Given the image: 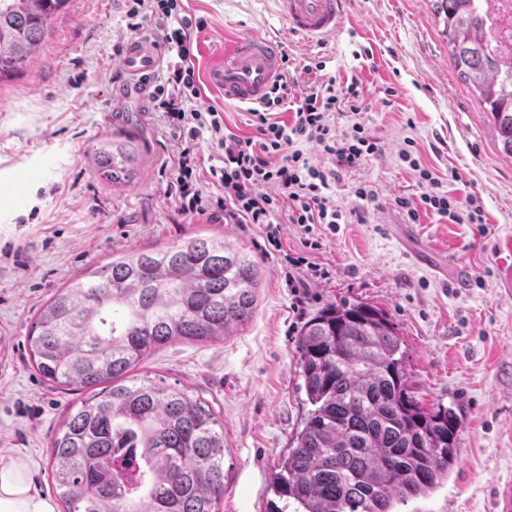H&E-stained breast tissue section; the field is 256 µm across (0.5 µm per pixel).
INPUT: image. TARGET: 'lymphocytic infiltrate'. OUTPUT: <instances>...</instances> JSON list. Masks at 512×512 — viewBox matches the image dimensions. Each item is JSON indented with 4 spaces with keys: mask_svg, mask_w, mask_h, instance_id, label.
I'll return each instance as SVG.
<instances>
[{
    "mask_svg": "<svg viewBox=\"0 0 512 512\" xmlns=\"http://www.w3.org/2000/svg\"><path fill=\"white\" fill-rule=\"evenodd\" d=\"M129 19L143 15L154 19V34L169 55L168 77L156 85L154 108L160 112L170 132L181 143L174 169L179 209L189 215H210L231 224H255L267 244L281 247V225L274 219L279 209H287L289 223L303 234L302 253H282L284 282L293 296L294 307H301L308 292L305 278L325 280L328 268L311 259L322 246L321 235L347 223L348 215L337 207L329 194L336 180V167L356 166L378 146L356 117L363 100L357 83L337 86L335 78L318 79L314 86L301 88L298 81L282 78L266 95L260 107L250 109L256 138L247 140L225 133L224 115L217 108L198 109L199 76L195 68V30L201 22L185 13L182 0H131ZM294 114L293 124L277 120L281 110ZM349 120L346 132H338L337 119ZM216 140L222 156L209 172L215 192H204L197 178L200 166L195 143L203 135ZM316 144L333 160L332 168L312 161L306 144ZM401 161L418 176L419 195L397 198L409 220L418 221L427 211L453 224H479L480 208L458 201L444 189L442 178L422 167L410 150L399 153Z\"/></svg>",
    "mask_w": 512,
    "mask_h": 512,
    "instance_id": "f902f5d3",
    "label": "lymphocytic infiltrate"
}]
</instances>
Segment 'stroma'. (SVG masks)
<instances>
[{
  "label": "stroma",
  "mask_w": 512,
  "mask_h": 512,
  "mask_svg": "<svg viewBox=\"0 0 512 512\" xmlns=\"http://www.w3.org/2000/svg\"><path fill=\"white\" fill-rule=\"evenodd\" d=\"M204 19L197 67L206 71L226 42L255 32L278 38L289 71L322 65L343 83L357 79L375 154L336 173L343 211L356 191L374 190L364 221L339 225L314 262L331 276L293 305L280 253L302 251L303 235L279 211L281 251L262 230L184 215L170 188L180 143L152 104L115 112L120 51L134 33L127 0H69L25 73L0 82V448L26 455L34 490L52 496L50 442L78 393L45 383L28 359L26 336L39 308L73 278L111 257L188 235L224 238L257 262L253 318L224 341L173 342L152 353L137 377L201 396L224 421V499L219 512H269L271 473L308 410L299 373V327L331 303L384 309L403 343L410 385L427 405L463 421L459 462L429 495L396 512H495L512 484V157L477 94L456 70L437 0H350L345 31L325 47L287 35L274 0H183ZM198 106L224 111V129L252 138L248 108L201 83ZM134 132L140 154L129 179L111 184L91 157L112 134ZM424 167L458 199L483 209L480 224L409 223L399 197L419 194L398 157L405 139ZM456 180H448L449 172Z\"/></svg>",
  "instance_id": "1"
}]
</instances>
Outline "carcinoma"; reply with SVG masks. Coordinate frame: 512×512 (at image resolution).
Here are the masks:
<instances>
[{
	"mask_svg": "<svg viewBox=\"0 0 512 512\" xmlns=\"http://www.w3.org/2000/svg\"><path fill=\"white\" fill-rule=\"evenodd\" d=\"M460 77L474 85L512 157V67L486 51L476 0H439ZM68 0H0V83L24 73ZM138 153L114 135L93 156L117 183ZM258 264L219 237L133 250L49 299L27 336L33 367L84 396L51 442L49 475L63 512H217L224 424L201 397L129 373L182 341L209 343L256 310ZM398 328L370 303H332L298 330L313 406L272 478L271 512H394L448 480L461 418L424 408L407 383Z\"/></svg>",
	"mask_w": 512,
	"mask_h": 512,
	"instance_id": "carcinoma-1",
	"label": "carcinoma"
}]
</instances>
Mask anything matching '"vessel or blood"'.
Masks as SVG:
<instances>
[{"mask_svg": "<svg viewBox=\"0 0 512 512\" xmlns=\"http://www.w3.org/2000/svg\"><path fill=\"white\" fill-rule=\"evenodd\" d=\"M276 4L289 34L318 45L339 34L348 0H276ZM160 65L161 56L153 39L137 37L126 43L121 54L123 78L112 91L115 111H126L132 102H147L152 77ZM280 71L276 41L254 33L234 40L223 56L211 63L206 78L225 101L256 103L271 90Z\"/></svg>", "mask_w": 512, "mask_h": 512, "instance_id": "b4317fda", "label": "vessel or blood"}]
</instances>
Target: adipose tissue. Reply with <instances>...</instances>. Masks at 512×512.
Returning <instances> with one entry per match:
<instances>
[{
    "label": "adipose tissue",
    "instance_id": "1",
    "mask_svg": "<svg viewBox=\"0 0 512 512\" xmlns=\"http://www.w3.org/2000/svg\"><path fill=\"white\" fill-rule=\"evenodd\" d=\"M0 512H57L50 497L33 491L28 458L0 451Z\"/></svg>",
    "mask_w": 512,
    "mask_h": 512
}]
</instances>
